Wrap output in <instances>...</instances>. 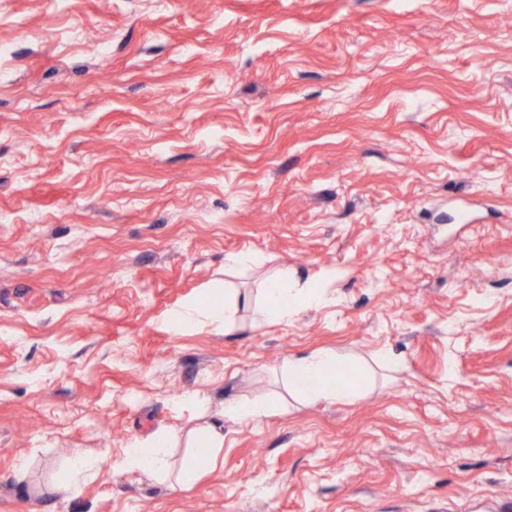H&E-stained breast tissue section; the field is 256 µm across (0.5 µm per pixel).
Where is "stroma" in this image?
<instances>
[{
	"instance_id": "stroma-1",
	"label": "stroma",
	"mask_w": 512,
	"mask_h": 512,
	"mask_svg": "<svg viewBox=\"0 0 512 512\" xmlns=\"http://www.w3.org/2000/svg\"><path fill=\"white\" fill-rule=\"evenodd\" d=\"M1 41L0 512L512 500V0H0ZM322 349L355 398L289 390ZM311 288L301 287L288 269H282L265 288L262 315L272 320L288 321L297 310L294 306L296 301L311 304L318 300V293ZM181 322L192 323L198 321L201 317H213V319H223L224 327L232 323L235 319V310L231 304L224 302V308H213L207 312H203L196 306L185 308L179 315ZM267 410L268 403L265 400H252L247 402L233 401L224 405V415L239 419L259 417ZM167 446L165 439L138 441L126 452L125 466L130 469L147 471L155 476L164 475L168 470L165 450Z\"/></svg>"
}]
</instances>
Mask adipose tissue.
Segmentation results:
<instances>
[{
	"instance_id": "obj_1",
	"label": "adipose tissue",
	"mask_w": 512,
	"mask_h": 512,
	"mask_svg": "<svg viewBox=\"0 0 512 512\" xmlns=\"http://www.w3.org/2000/svg\"><path fill=\"white\" fill-rule=\"evenodd\" d=\"M314 289L299 285L288 271H281L266 288L263 297V316L277 320H288L296 311V302H316ZM341 359L336 352L320 350L298 356L288 364V383L293 393L307 400L349 399L355 397L354 388L338 384L327 385L325 375L333 370ZM167 442L163 439L140 441L128 449L124 463L131 469L143 470L155 476L166 474L168 460Z\"/></svg>"
}]
</instances>
